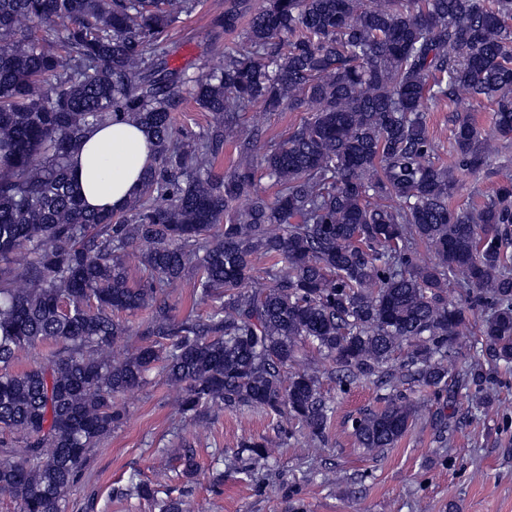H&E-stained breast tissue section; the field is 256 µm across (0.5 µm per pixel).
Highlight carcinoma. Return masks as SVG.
Listing matches in <instances>:
<instances>
[{"instance_id":"1","label":"carcinoma","mask_w":512,"mask_h":512,"mask_svg":"<svg viewBox=\"0 0 512 512\" xmlns=\"http://www.w3.org/2000/svg\"><path fill=\"white\" fill-rule=\"evenodd\" d=\"M194 7L0 0V366L56 344L0 374V433L24 437L22 448L0 440V492L18 512H61L89 452L126 418L115 397L154 370L178 390L182 420L213 405L259 409L312 446L333 413L322 379L344 392L369 382L382 405L351 423L368 450L393 446L415 418L403 386L445 403L465 389L484 411L494 374L512 371V178L478 207L450 206L456 181L434 162L424 118L430 100L494 104L492 135L458 120L467 172L512 139V0H265L256 11L229 0L214 25L233 32L250 15L247 48L188 79L164 58L169 28ZM188 97L210 120L178 138L172 112ZM256 105L308 116L262 150L240 123ZM117 115L148 130L156 162L121 212L91 213L69 160L89 127ZM227 144L245 161L218 177ZM190 267L210 310L176 319L169 289ZM144 308L135 328L114 318ZM125 335L143 345L111 357ZM306 343L327 370H289ZM237 454L264 465L272 443L244 437ZM162 480L117 493L181 512L157 499Z\"/></svg>"}]
</instances>
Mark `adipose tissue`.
Listing matches in <instances>:
<instances>
[{"mask_svg": "<svg viewBox=\"0 0 512 512\" xmlns=\"http://www.w3.org/2000/svg\"><path fill=\"white\" fill-rule=\"evenodd\" d=\"M155 161L146 129L118 117L85 132L72 157L73 184L86 210L115 212L139 192Z\"/></svg>", "mask_w": 512, "mask_h": 512, "instance_id": "obj_1", "label": "adipose tissue"}]
</instances>
